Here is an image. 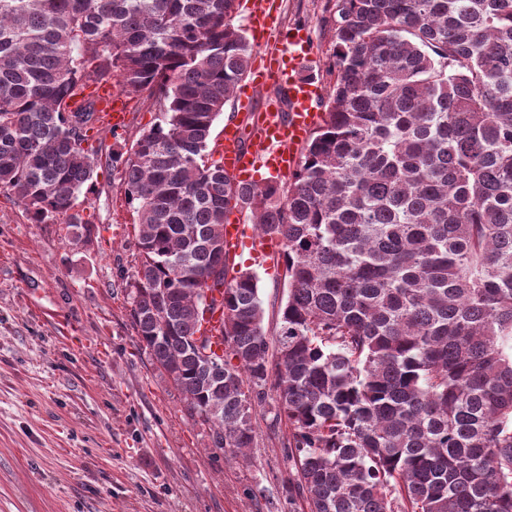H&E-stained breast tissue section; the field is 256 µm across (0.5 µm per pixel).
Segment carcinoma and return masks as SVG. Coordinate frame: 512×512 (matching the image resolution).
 <instances>
[{
  "label": "carcinoma",
  "mask_w": 512,
  "mask_h": 512,
  "mask_svg": "<svg viewBox=\"0 0 512 512\" xmlns=\"http://www.w3.org/2000/svg\"><path fill=\"white\" fill-rule=\"evenodd\" d=\"M334 8L299 168L244 189L209 160L249 69L236 0H0V190L89 233L78 194L121 173L140 347L214 449L246 454L275 397L304 512H512V0ZM112 80L155 122L105 152ZM234 208L282 242L271 334L256 274L216 269Z\"/></svg>",
  "instance_id": "1"
}]
</instances>
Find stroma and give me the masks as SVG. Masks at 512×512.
<instances>
[{
  "label": "stroma",
  "mask_w": 512,
  "mask_h": 512,
  "mask_svg": "<svg viewBox=\"0 0 512 512\" xmlns=\"http://www.w3.org/2000/svg\"><path fill=\"white\" fill-rule=\"evenodd\" d=\"M327 0H278V29L301 28L330 83ZM77 206L90 241L36 224L0 191V512H301L289 497L288 431L274 398L256 408L244 457L209 448L131 327L139 262L118 176L95 171ZM259 279L267 330L288 284L276 256L237 257Z\"/></svg>",
  "instance_id": "obj_1"
}]
</instances>
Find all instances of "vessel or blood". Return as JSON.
Wrapping results in <instances>:
<instances>
[{
    "label": "vessel or blood",
    "mask_w": 512,
    "mask_h": 512,
    "mask_svg": "<svg viewBox=\"0 0 512 512\" xmlns=\"http://www.w3.org/2000/svg\"><path fill=\"white\" fill-rule=\"evenodd\" d=\"M275 13L273 0H251L249 30L264 63L252 70L248 84L272 88L273 93L266 106L258 110L251 109L248 97H241L240 107L251 118L249 127L226 122L222 137L213 147L225 171L246 186L254 185V173L261 168L278 176L293 173L300 162V149L321 117L317 106L323 99V88L300 75L315 60L313 48L297 29L283 35L280 45H272L266 35ZM96 97L104 130H122L128 119L125 94L105 85L97 89ZM248 245L266 255L277 248L278 242L256 238L246 224L225 225L224 246L229 253H239Z\"/></svg>",
    "instance_id": "b4317fda"
}]
</instances>
